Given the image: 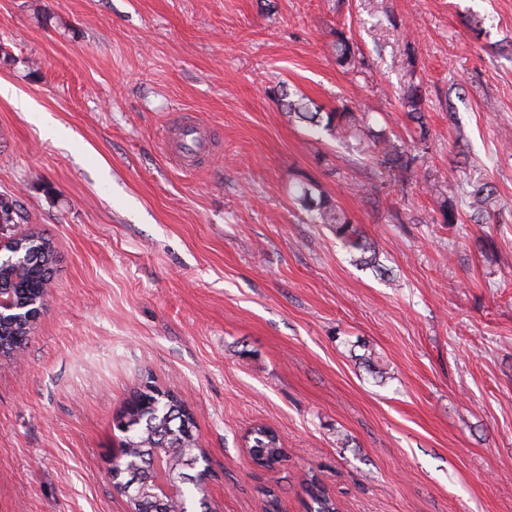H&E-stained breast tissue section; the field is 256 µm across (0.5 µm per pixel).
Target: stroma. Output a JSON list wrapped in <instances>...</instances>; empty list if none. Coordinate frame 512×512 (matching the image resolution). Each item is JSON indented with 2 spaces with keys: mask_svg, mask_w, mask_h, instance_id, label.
<instances>
[{
  "mask_svg": "<svg viewBox=\"0 0 512 512\" xmlns=\"http://www.w3.org/2000/svg\"><path fill=\"white\" fill-rule=\"evenodd\" d=\"M339 29L362 69L334 62ZM0 44V198L24 215L0 237L57 253L0 359V512H127L113 418L147 383L194 414L219 512H306L308 472L339 512H512V0H0ZM413 81L430 148L408 174L275 95L371 111L406 146ZM182 111L218 147L191 173L165 147ZM449 181L499 211L436 223ZM303 183L386 275L312 223ZM259 425L286 450L270 468L245 452ZM467 191V206L477 223H487L491 212L499 205L495 189L488 183L470 184ZM485 221V222H484ZM295 201L302 209L310 212L315 223L330 224L335 230L336 236L345 243L360 252V263L374 265L376 251L357 225L353 224L348 215L327 196L319 194L315 196L312 190L300 186L295 195ZM370 253L367 257L366 254Z\"/></svg>",
  "mask_w": 512,
  "mask_h": 512,
  "instance_id": "1",
  "label": "stroma"
}]
</instances>
